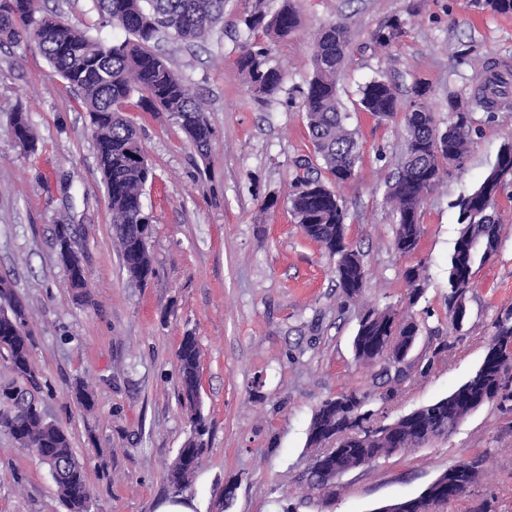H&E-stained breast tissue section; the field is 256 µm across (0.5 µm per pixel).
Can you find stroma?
<instances>
[{
  "mask_svg": "<svg viewBox=\"0 0 512 512\" xmlns=\"http://www.w3.org/2000/svg\"><path fill=\"white\" fill-rule=\"evenodd\" d=\"M280 0H228L224 22L206 41L161 43L168 66L205 103L211 128L200 156L169 113L132 95L125 117L138 129L153 168L143 204L152 212L155 274L129 279L112 232L111 213L90 117L35 42L0 44V277L9 279L28 311L37 365L51 384L37 393L47 416L68 434L86 466L91 512H155L170 496L166 468L190 434L179 401L177 350L185 334L200 348V395L207 446L187 497L194 512H374L380 504L417 496L448 465L486 450L488 475L446 512H478L490 501L512 512V412L486 405L448 437L408 454L344 475L335 493L301 503L296 477L312 451L315 409L349 388L372 384L373 368L355 358L353 339L364 307L410 310L422 331L414 353L436 336L452 349L432 370L405 384L388 411L396 416L447 396L480 365L490 324L512 307V187L497 198L498 248L476 267L462 331L448 325V260L459 234L456 201L477 186L500 149L512 143V107L494 118L474 112L463 168L447 167L421 207L424 233L413 254L393 246L395 219L383 202L385 182L404 143L402 121L377 122L358 105V89L385 78L401 96L428 90L439 127L448 101L470 102L485 61L512 62V14L471 9L467 0H295L300 24L270 46L283 76L281 91L255 100L235 61L247 39L240 18ZM61 21L109 43L121 26L104 22L94 0H43ZM400 16L406 34L386 50L371 34ZM347 28L351 58L337 93L363 161L340 187L347 240L368 271L356 304L343 302L334 262L295 223L288 197L306 158L320 167L305 117L287 97L305 88L315 40L330 25ZM467 51L456 62L457 51ZM28 114L36 152L24 156L8 135L14 112ZM274 207H267V200ZM67 225L88 283L77 299L55 242ZM426 280L409 303L405 269ZM94 393L84 410L75 380ZM235 485L225 502V485ZM0 512H66L48 470L0 430Z\"/></svg>",
  "mask_w": 512,
  "mask_h": 512,
  "instance_id": "stroma-1",
  "label": "stroma"
}]
</instances>
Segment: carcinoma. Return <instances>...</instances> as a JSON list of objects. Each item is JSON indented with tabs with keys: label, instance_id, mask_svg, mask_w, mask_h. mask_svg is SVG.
<instances>
[{
	"label": "carcinoma",
	"instance_id": "1",
	"mask_svg": "<svg viewBox=\"0 0 512 512\" xmlns=\"http://www.w3.org/2000/svg\"><path fill=\"white\" fill-rule=\"evenodd\" d=\"M226 0H96L99 11L122 26L130 38L106 43L84 31L62 24L53 13L42 11L38 0H0V41L13 43L34 40L50 63L53 72L76 92L89 112L97 161L102 173L115 236L120 244L124 268L130 279L144 282L153 275L149 247L143 243L141 225L153 223L154 217L143 205L147 183L153 180L141 139L134 126L122 115L125 102L135 92L145 100L170 113L200 153L208 151L211 130L205 118L202 100L165 63L156 51L164 35L188 42L206 40L224 20ZM477 9L512 14V0H479ZM242 23L250 32L259 31L269 41H281L292 35L298 25L297 11L291 0H282L274 12L247 13ZM406 22L396 16L371 35L373 46L389 47L405 34ZM350 36L342 25L325 29L314 51L313 71L305 89L300 91V109L304 112L308 138L315 155L336 184L350 181L362 162V148L346 124L336 95V77L348 55ZM237 67L257 100L281 91L282 77L270 64L266 44L254 41L243 46ZM426 88L416 85L408 102L385 78L374 79L359 90L363 111L380 123L394 120L403 113L406 137L397 167L385 183L384 203L396 217L395 249L411 254L423 233L420 210L428 194L441 180L442 164L448 158L456 166L464 165L472 134L471 113L457 111V103L448 100V126L440 130L426 101ZM512 94V87H493L489 92L477 88L472 105L492 115L499 101ZM10 135L25 153L34 151L37 136L24 112L13 114ZM303 174L296 177L295 191L289 197V209L306 236L320 243L336 259V280L345 302H353L363 293L367 273L358 251L344 240L346 209L341 196L320 177L313 176L306 159L298 161ZM512 185V173L503 181L486 177L472 192L456 203L461 225L448 263V319L455 331L463 328L467 299L473 288V269L496 253L500 234L495 200ZM409 296L421 297L424 280L420 270L410 267L404 272ZM367 321L359 322L353 341L358 361L379 368L377 373L383 392L354 388L324 400L315 410L309 430L308 447L318 448L335 441L346 451L324 458L332 466L349 468L363 462L371 466L391 457L396 450L420 448L430 441L448 436L457 424L485 405L512 409V308L500 312L491 325L487 353L477 370L446 397L420 406L394 418L375 431L366 441L357 438L356 420L344 409V403L361 406L362 419L388 418L387 406L399 392L401 384L423 377L435 360L450 351L447 340L438 342L426 363L421 359L402 365L401 357L412 352L421 324L389 308L365 311ZM0 357L5 359L17 381L0 389V410L14 405L17 415L0 413V428L16 444L39 458L59 459L67 469L53 477L57 494L67 512H86L91 502L86 467L71 448L65 430L43 414L34 392L45 386L33 358V344L27 331L26 313L14 320L0 319ZM181 373V406L192 425V434L178 450L167 468L166 479L175 495L191 487L200 465L207 432L201 404L193 401L200 385V349L196 337L183 336L178 348ZM76 401L87 411L95 406L94 394L83 383L72 386ZM487 454L448 466L471 463L477 481L485 474ZM321 466L313 463L297 482L309 492L335 491L336 484L326 480ZM444 485L434 493L424 508L440 512L464 490L443 477Z\"/></svg>",
	"mask_w": 512,
	"mask_h": 512
}]
</instances>
